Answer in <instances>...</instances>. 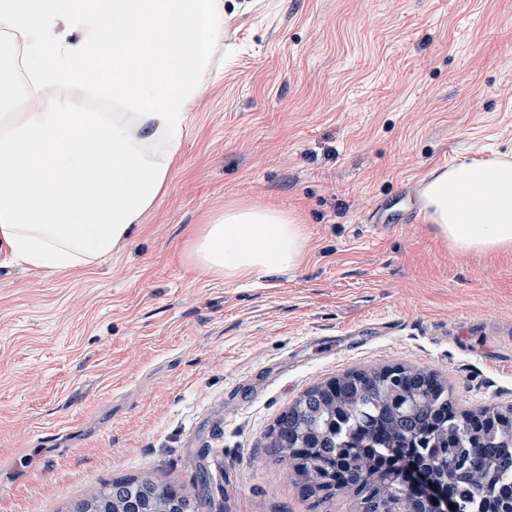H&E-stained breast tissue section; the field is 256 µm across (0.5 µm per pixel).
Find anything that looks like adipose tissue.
<instances>
[{
  "mask_svg": "<svg viewBox=\"0 0 512 512\" xmlns=\"http://www.w3.org/2000/svg\"><path fill=\"white\" fill-rule=\"evenodd\" d=\"M224 37L223 0H0V56L22 79L0 113V250L49 274L126 244L164 191ZM420 211L461 252L512 250V162L432 170ZM300 214L232 203L185 248L227 281L299 270Z\"/></svg>",
  "mask_w": 512,
  "mask_h": 512,
  "instance_id": "obj_1",
  "label": "adipose tissue"
}]
</instances>
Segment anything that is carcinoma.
Returning a JSON list of instances; mask_svg holds the SVG:
<instances>
[{"instance_id": "cac0c4a2", "label": "carcinoma", "mask_w": 512, "mask_h": 512, "mask_svg": "<svg viewBox=\"0 0 512 512\" xmlns=\"http://www.w3.org/2000/svg\"><path fill=\"white\" fill-rule=\"evenodd\" d=\"M361 383L313 398L299 414L283 412L275 422L294 433L295 442L311 444L310 461L298 448L275 451L300 479L308 497L325 503L339 492L353 494L365 512H432L431 504L407 485L397 466L412 456L432 477L448 486L456 512H502L512 501V432L464 430L455 399L436 376L411 369L399 380L376 369L357 371ZM109 483L75 502L70 512H114L134 501L140 512H164L167 499L185 512H200V499L182 486L161 485L147 475Z\"/></svg>"}]
</instances>
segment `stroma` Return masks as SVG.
I'll return each mask as SVG.
<instances>
[{
	"mask_svg": "<svg viewBox=\"0 0 512 512\" xmlns=\"http://www.w3.org/2000/svg\"><path fill=\"white\" fill-rule=\"evenodd\" d=\"M181 158L133 239L80 274L0 253V512H69L147 474L202 512H357L303 495L266 433L308 388L403 365L512 405V252L419 211L435 168L512 161V0H224ZM299 212V271L184 260L208 212ZM392 324L390 334L378 333Z\"/></svg>",
	"mask_w": 512,
	"mask_h": 512,
	"instance_id": "35a3bbf8",
	"label": "stroma"
}]
</instances>
